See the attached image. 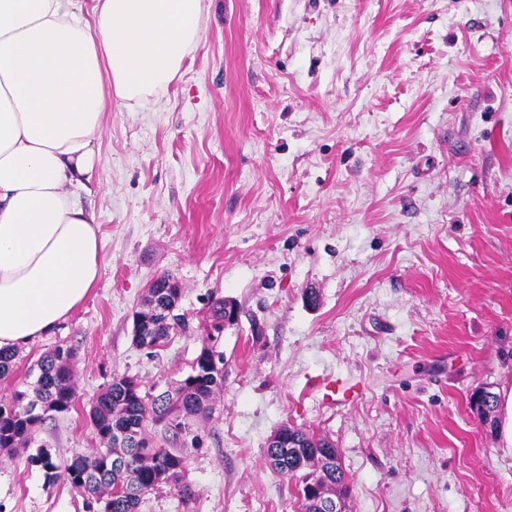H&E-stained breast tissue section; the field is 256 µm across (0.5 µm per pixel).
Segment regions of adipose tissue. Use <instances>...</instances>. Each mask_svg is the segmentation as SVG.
Segmentation results:
<instances>
[{"label": "adipose tissue", "instance_id": "adipose-tissue-1", "mask_svg": "<svg viewBox=\"0 0 512 512\" xmlns=\"http://www.w3.org/2000/svg\"><path fill=\"white\" fill-rule=\"evenodd\" d=\"M204 0H0V350L52 331L94 288L101 241L82 206L112 102L181 75Z\"/></svg>", "mask_w": 512, "mask_h": 512}]
</instances>
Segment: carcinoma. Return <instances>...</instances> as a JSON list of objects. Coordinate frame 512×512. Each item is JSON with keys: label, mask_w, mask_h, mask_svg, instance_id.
Wrapping results in <instances>:
<instances>
[{"label": "carcinoma", "mask_w": 512, "mask_h": 512, "mask_svg": "<svg viewBox=\"0 0 512 512\" xmlns=\"http://www.w3.org/2000/svg\"><path fill=\"white\" fill-rule=\"evenodd\" d=\"M169 276L158 277L143 303L133 314V341L153 349L164 345L172 331L190 327L183 313H171L179 296L166 287ZM203 320L224 321V300L216 299ZM219 337L207 335L191 365V371L171 389L151 397L135 377H115L91 402L90 421L99 448L90 455L79 452L58 464L41 452L38 459L46 478L64 477L72 487L96 504L95 512H138L142 497L165 485L174 488L183 512H193L194 493L183 482L188 452L156 444L149 427L161 425L177 436L189 421L210 417L216 395L224 388V354ZM73 353L59 347L38 364L36 379L27 390H14L0 400V449L16 448L50 416L70 411L75 401ZM474 412L481 423L498 424V396L487 391ZM292 448H266L273 470L296 481L300 512H324L319 502L338 494L347 496L345 473L336 462L335 445L324 437L291 426L285 427Z\"/></svg>", "instance_id": "cac0c4a2"}]
</instances>
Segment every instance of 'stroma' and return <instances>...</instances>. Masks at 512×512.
Returning <instances> with one entry per match:
<instances>
[{
	"label": "stroma",
	"mask_w": 512,
	"mask_h": 512,
	"mask_svg": "<svg viewBox=\"0 0 512 512\" xmlns=\"http://www.w3.org/2000/svg\"><path fill=\"white\" fill-rule=\"evenodd\" d=\"M206 7L181 77L113 103L93 145L99 281L0 380L4 399L69 347L75 405L0 450V512H89L38 450L92 453L113 377L174 388L217 298L239 318L188 458L194 512H299L264 456L286 423L336 445L349 512H512V448L469 408L512 388V0ZM163 274L191 327L150 351L132 314ZM329 376L359 399L322 405Z\"/></svg>",
	"instance_id": "stroma-1"
}]
</instances>
